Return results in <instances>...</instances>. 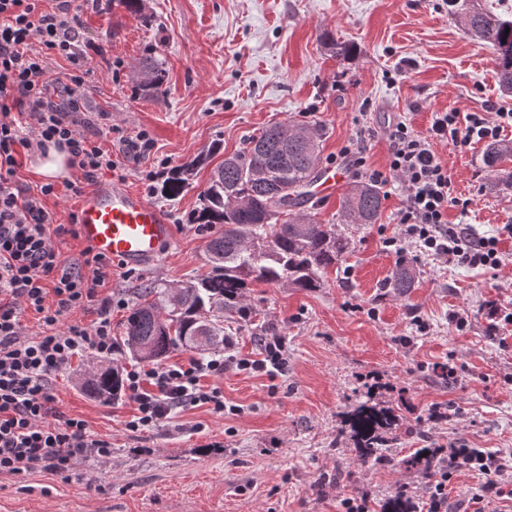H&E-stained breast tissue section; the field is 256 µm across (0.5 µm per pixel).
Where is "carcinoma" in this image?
Wrapping results in <instances>:
<instances>
[{"label":"carcinoma","instance_id":"cac0c4a2","mask_svg":"<svg viewBox=\"0 0 512 512\" xmlns=\"http://www.w3.org/2000/svg\"><path fill=\"white\" fill-rule=\"evenodd\" d=\"M448 14L462 20L467 33L491 48L503 92L512 94V18L495 14L481 0H448ZM164 61L147 52L135 93H162ZM291 128H309L310 140L283 139L281 124L272 125L249 139L243 150L226 158L200 192L201 206L188 223L211 232L204 254L207 274L177 289L159 285L145 288L124 321L122 345L131 358L158 363L179 349L224 345V315L250 321L244 304L247 289L256 284L287 283L303 291L324 287L323 274L338 264L350 247L348 238L336 233L333 224H321L310 215H291L287 208L305 196L314 171L321 164L324 128L319 123H296ZM223 144L215 142L208 152L173 171L161 195L174 199L190 187L191 171ZM512 143H492L483 153L489 172L485 188L512 189ZM385 195L372 182L360 181L343 194L340 217L343 224H376L381 219ZM416 274L399 263L390 278V288L405 296L415 286ZM98 399L110 403L124 391L122 365L103 369L87 381ZM396 422L392 409L362 403L348 416L355 438L353 451L374 464L388 460L391 430ZM477 453L475 448H417L402 464L418 468L425 479L441 472L451 462ZM380 512H416L414 503L400 493L381 505Z\"/></svg>","mask_w":512,"mask_h":512}]
</instances>
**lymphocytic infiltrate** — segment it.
I'll list each match as a JSON object with an SVG mask.
<instances>
[{
	"label": "lymphocytic infiltrate",
	"instance_id": "obj_1",
	"mask_svg": "<svg viewBox=\"0 0 512 512\" xmlns=\"http://www.w3.org/2000/svg\"><path fill=\"white\" fill-rule=\"evenodd\" d=\"M89 2L55 0L48 8L43 0H0V473H64L89 456L112 455L111 442L85 420L57 412L51 392L53 377L75 355L90 352L108 361L116 351L113 299L101 293L112 280V261L87 248L77 262L61 261L54 240L67 229L53 223L45 205L59 187L46 182L31 191L18 184L21 156L35 149L67 151L76 178L64 187L76 195L102 171L117 169L121 158L144 157L153 149L143 132L122 140L114 154L81 130L90 62L101 52L83 29L81 13ZM56 56L68 61L71 70L54 80ZM508 127L511 108H496L491 119L451 108L434 113L424 134L402 121L389 127L386 170L366 166L372 132L365 125L336 160L377 185L400 180L397 222L402 232L383 239L387 251L400 256L413 248L459 266L495 270L504 260L500 237L479 236L468 225L448 220L450 209H468L471 201L456 194L435 145L494 143ZM29 311L38 317L32 334L22 321ZM87 312L94 315L91 323L70 322V315ZM224 347L222 355L127 370L124 388L136 406L127 430L153 428L188 405L206 404L223 413L221 390L202 385V378L231 367L272 377L287 363L285 342L278 336L264 339L257 359L232 355V341Z\"/></svg>",
	"mask_w": 512,
	"mask_h": 512
}]
</instances>
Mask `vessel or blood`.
Here are the masks:
<instances>
[{"label": "vessel or blood", "mask_w": 512, "mask_h": 512, "mask_svg": "<svg viewBox=\"0 0 512 512\" xmlns=\"http://www.w3.org/2000/svg\"><path fill=\"white\" fill-rule=\"evenodd\" d=\"M344 178L343 168L331 164L320 169L311 184V198L332 196ZM75 217L84 246L128 268L153 264L172 240V226L165 212L121 180L81 196Z\"/></svg>", "instance_id": "1"}]
</instances>
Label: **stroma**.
<instances>
[{
	"mask_svg": "<svg viewBox=\"0 0 512 512\" xmlns=\"http://www.w3.org/2000/svg\"><path fill=\"white\" fill-rule=\"evenodd\" d=\"M84 25L103 53L92 63L85 119L103 146L147 132L149 161L125 159L115 173L141 187L145 170L168 160L177 167L222 142L223 154L194 170L191 189L173 200L151 194L173 226L172 243L149 268L113 263L112 291L126 306L112 309V335L140 288L177 286L206 273L205 235L186 224L224 155L245 147L266 126L293 120L323 125L322 161L329 164L355 134L356 116L377 129L368 152L388 163L379 131L403 120L427 132L431 115L451 108H512L499 84L492 51L448 15L447 0H143L134 15L117 5L85 9ZM165 62L163 92L133 93L145 50ZM437 150L458 195L472 204L450 210L453 224L482 236L512 224V190L485 193L482 145ZM340 196L319 200L317 218L351 242L324 288L305 292L258 284L245 302L253 324L225 319L224 333L241 358H259L266 330L283 336L288 365L276 378L237 370L214 377L230 411L177 409L146 432L125 428L135 405L104 404L85 383L103 368L84 353L53 381L60 413L87 421L112 441V457L90 458L68 472L0 473V512H340L341 502L372 492L371 512L396 492L417 505L429 499L421 475L402 467L413 449L460 444L512 457V325L493 326L491 307L512 309V239L497 270L458 266L440 257L410 258L418 280L403 297L386 283L399 258L381 240L398 235L399 188L385 192L376 224L339 221ZM467 313L460 328L452 313ZM448 363L452 385L432 373ZM401 406L393 464L361 465L350 437H338L345 415L365 401ZM448 407L430 423L428 409ZM351 475L331 479L337 464Z\"/></svg>",
	"mask_w": 512,
	"mask_h": 512,
	"instance_id": "35a3bbf8",
	"label": "stroma"
}]
</instances>
